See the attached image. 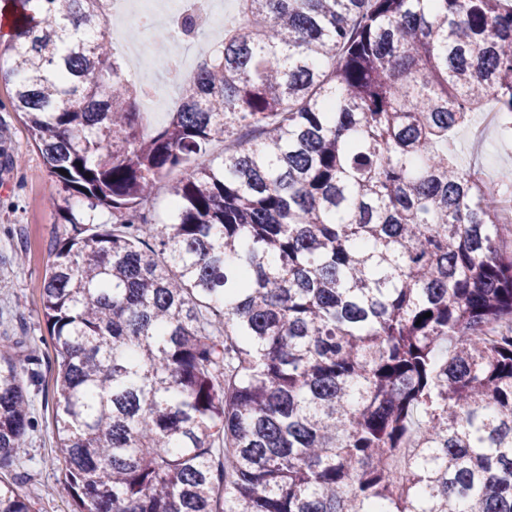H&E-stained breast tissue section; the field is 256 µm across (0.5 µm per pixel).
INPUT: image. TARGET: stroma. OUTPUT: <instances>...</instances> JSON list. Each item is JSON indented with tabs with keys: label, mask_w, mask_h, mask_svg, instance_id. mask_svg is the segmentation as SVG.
Here are the masks:
<instances>
[{
	"label": "stroma",
	"mask_w": 512,
	"mask_h": 512,
	"mask_svg": "<svg viewBox=\"0 0 512 512\" xmlns=\"http://www.w3.org/2000/svg\"><path fill=\"white\" fill-rule=\"evenodd\" d=\"M11 93V86L0 83V135L17 159L13 167L0 168V336L23 342L17 367L26 383L33 428L26 455L0 468V478L20 480L37 512H72V491L52 427L56 352L41 314L43 281L56 241L72 233L66 214L86 224L111 223L112 215L89 209L50 176L22 118L9 109ZM478 125L471 120L455 136L463 162L491 174L512 170V139L492 126L472 140L471 130Z\"/></svg>",
	"instance_id": "1"
}]
</instances>
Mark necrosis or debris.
Here are the masks:
<instances>
[{
    "instance_id": "necrosis-or-debris-1",
    "label": "necrosis or debris",
    "mask_w": 512,
    "mask_h": 512,
    "mask_svg": "<svg viewBox=\"0 0 512 512\" xmlns=\"http://www.w3.org/2000/svg\"><path fill=\"white\" fill-rule=\"evenodd\" d=\"M110 12L124 20L122 27L113 29L112 38L132 61L131 72L146 91L143 106L149 112L162 87H174L195 66L190 50L196 42L184 37L182 18L195 14L207 31L224 27L223 0H110ZM154 63L162 68L165 85L143 75V67Z\"/></svg>"
}]
</instances>
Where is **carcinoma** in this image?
<instances>
[{"label": "carcinoma", "instance_id": "obj_1", "mask_svg": "<svg viewBox=\"0 0 512 512\" xmlns=\"http://www.w3.org/2000/svg\"><path fill=\"white\" fill-rule=\"evenodd\" d=\"M5 2L12 111L113 219L43 284L73 512H512V171L451 153L488 100L512 136V0H237L155 126L108 0Z\"/></svg>", "mask_w": 512, "mask_h": 512}]
</instances>
